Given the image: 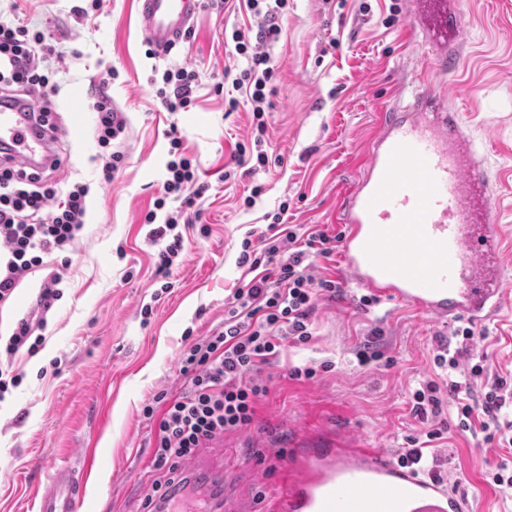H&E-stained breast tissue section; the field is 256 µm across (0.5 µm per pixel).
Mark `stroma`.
I'll list each match as a JSON object with an SVG mask.
<instances>
[{"mask_svg": "<svg viewBox=\"0 0 512 512\" xmlns=\"http://www.w3.org/2000/svg\"><path fill=\"white\" fill-rule=\"evenodd\" d=\"M82 3L0 0V20L19 15L66 53L50 62L61 86L53 105L65 165L57 177L90 186L81 235L63 258L51 260L64 267L63 296L37 353L14 357L16 383L0 398V512H36L35 491L53 466L91 445L97 465L81 512H140L159 477L151 463L156 429L144 406L163 411L155 396L183 390L182 352L222 326L227 300L251 278L238 264L242 243L265 231L280 205L288 207L287 224L339 233V196L361 170L365 141L378 113L392 107L400 73H414L421 88L448 93L492 173L512 181V0H463L469 55L456 81L410 44L407 0H288L273 49L274 107L265 115L269 163L225 182L220 176L247 140L252 114L244 106L226 111L213 85L235 63L231 33L249 25L246 12L202 8L190 38L152 60L137 0H102L86 15L78 10ZM178 66L197 70L200 80L195 106L172 114L161 108L149 78L153 70ZM108 68L118 76L106 85ZM102 91L128 118L126 165L108 184L98 180L91 107ZM77 99L84 129L75 138L67 127ZM173 124L212 190L195 206L199 220L185 234L165 290L154 274L159 245L141 217L160 193ZM312 274L338 281L339 291L318 299L311 340L284 346L279 359L257 373L269 393L252 424L219 435L213 461L228 480L243 494L277 492L287 470L278 451L304 430L338 424L395 459L408 438H425L441 420L447 430L425 450L431 468L467 499L470 512H512V498L484 477L487 468L512 460V450L486 447L482 433L459 430L451 396H443L439 418L412 411L411 396L423 381L446 382L434 356L450 324L395 301L363 306L365 288L341 280L336 262L314 258ZM45 276L29 274L0 306V336L27 315ZM478 328L485 337L472 351L486 354L487 371L475 380V391L498 378L512 385V266L502 314ZM370 340L383 361L359 365L355 354ZM297 366L317 374L292 377ZM250 461L260 469L248 476Z\"/></svg>", "mask_w": 512, "mask_h": 512, "instance_id": "stroma-1", "label": "stroma"}]
</instances>
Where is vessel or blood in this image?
Returning a JSON list of instances; mask_svg holds the SVG:
<instances>
[{
	"label": "vessel or blood",
	"mask_w": 512,
	"mask_h": 512,
	"mask_svg": "<svg viewBox=\"0 0 512 512\" xmlns=\"http://www.w3.org/2000/svg\"><path fill=\"white\" fill-rule=\"evenodd\" d=\"M203 0H138L146 39L161 55L183 41ZM465 18L448 0H412L408 26L448 71L459 68ZM397 103L380 113L361 173L338 210L341 270L374 296L442 322L474 323L503 310V239L495 202L503 182L446 94L399 77ZM0 144L16 161L43 164L58 154L26 101L0 105ZM290 483L268 500L239 499L226 512H467L444 482L416 474L340 428L301 438L287 451ZM91 454L54 467L37 512H78Z\"/></svg>",
	"instance_id": "obj_1"
}]
</instances>
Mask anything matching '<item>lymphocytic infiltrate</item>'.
<instances>
[{
  "mask_svg": "<svg viewBox=\"0 0 512 512\" xmlns=\"http://www.w3.org/2000/svg\"><path fill=\"white\" fill-rule=\"evenodd\" d=\"M252 23L249 30L234 29V49L243 63L225 68L224 107L237 111L249 104L253 124L248 145L240 147L237 165L256 163L265 167L264 148L267 124L264 115L272 108L277 67L271 56L279 41L288 0H242ZM62 51L47 44L42 32L31 30L22 19L0 22V93L18 90L44 97L39 107L43 126L54 127L56 112L47 102L56 85L47 65L49 59H63ZM198 84L195 69L181 66L165 69L155 81L156 96L169 112H186L194 105ZM92 107L97 114L96 138L101 149L100 179L112 182L125 164L121 144L128 119L117 111L106 94L95 95ZM170 159L161 193L144 216L150 236L162 244L156 256V271L169 274L183 249L184 237L178 227L191 223L189 214L196 200L210 189L198 177V162L186 154L178 129H170ZM87 184L59 183L43 171L17 164H0V303H6L19 282L44 264L45 257L66 251L85 225ZM334 239L315 231L298 236L276 213L266 232L256 242H244L240 266L252 271V279L237 288L224 312V324L210 336L186 349L181 357V373L187 385L176 397L166 400L163 413L145 406L143 414L156 421L154 466L162 475L153 492L161 501L173 499L189 482L177 477L181 462L217 435L248 427L254 420L257 403L268 394L255 373L271 364L285 339L304 344L312 337V313L319 296L337 291L330 279H315L307 263L309 256L331 258ZM62 271L49 273L36 295L32 313L17 321L4 345L0 346V397L8 390L6 376L13 357L21 350L36 352L30 339L44 329L47 315L63 295ZM455 348H441L434 357L438 367L448 369L449 393L458 397L470 391L474 379L484 373L483 362L460 363V354L469 353L476 339L472 323L463 321L452 333ZM512 403V391L503 380L488 385L481 397L458 405V426L479 427L487 444L505 445L498 415Z\"/></svg>",
  "mask_w": 512,
  "mask_h": 512,
  "instance_id": "f902f5d3",
  "label": "lymphocytic infiltrate"
}]
</instances>
